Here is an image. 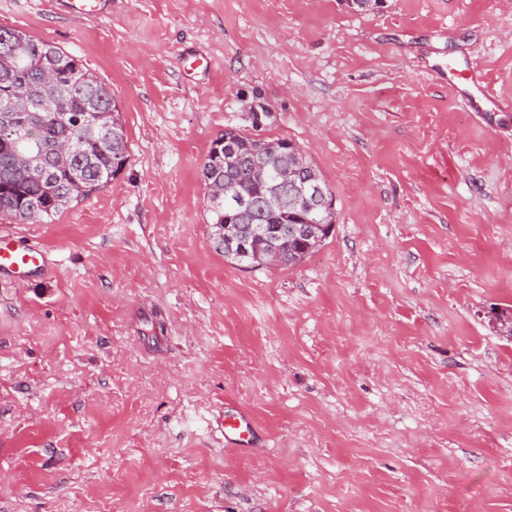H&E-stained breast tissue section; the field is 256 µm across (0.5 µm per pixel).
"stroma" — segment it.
Masks as SVG:
<instances>
[{
	"label": "stroma",
	"instance_id": "stroma-1",
	"mask_svg": "<svg viewBox=\"0 0 512 512\" xmlns=\"http://www.w3.org/2000/svg\"><path fill=\"white\" fill-rule=\"evenodd\" d=\"M111 89L129 162L0 277V512H512V102L502 0H0ZM232 129L334 198L301 264L216 251L201 176ZM246 410L250 448L224 442ZM448 85L456 86L458 99L470 112H508L511 103L499 97L491 85L484 82L472 67L448 63Z\"/></svg>",
	"mask_w": 512,
	"mask_h": 512
}]
</instances>
